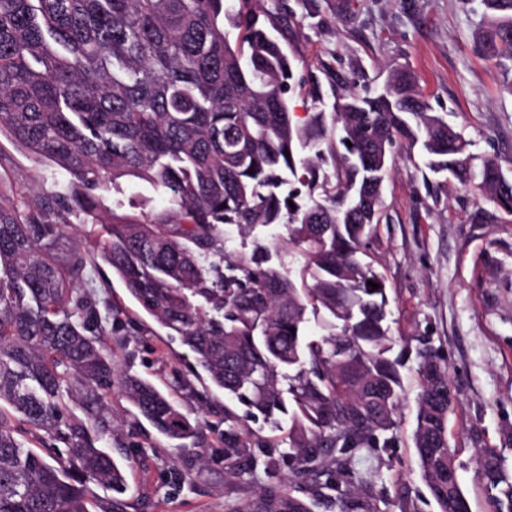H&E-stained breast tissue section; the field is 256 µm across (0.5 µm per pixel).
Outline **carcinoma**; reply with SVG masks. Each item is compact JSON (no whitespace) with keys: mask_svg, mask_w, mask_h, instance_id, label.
<instances>
[{"mask_svg":"<svg viewBox=\"0 0 512 512\" xmlns=\"http://www.w3.org/2000/svg\"><path fill=\"white\" fill-rule=\"evenodd\" d=\"M482 5L474 50L509 74L512 0ZM264 18L288 23L286 0H0V134L64 171L56 203L100 225L93 252L82 253L63 225L41 219V206L22 218L0 204V512L127 507L124 468L136 461L123 468L108 452L116 365L93 330L96 310L74 296L90 268L108 266L249 415L278 431L288 416L296 479L316 473L328 448L336 477L351 479L352 456L396 430L402 392L388 357L396 337L386 280L368 260L394 149L421 146L432 172L512 214L502 168L489 159L474 166L469 141L432 111L406 70L374 94L345 87L333 112L293 121L294 63ZM290 176L299 188L285 195ZM124 179L164 190L174 207L147 222L114 213L100 222L103 193H121ZM270 224L287 229L272 243L289 256L277 267L269 247L238 251L223 230L248 236ZM321 312L326 333L303 335ZM417 359L421 478L439 512H469L451 476L448 372L429 348ZM120 389L167 439L196 437L150 382L125 374ZM224 423L226 469L255 471L247 417L227 407ZM479 474L489 488L505 482L490 457ZM245 512L312 510L272 489ZM336 512L374 507L338 488Z\"/></svg>","mask_w":512,"mask_h":512,"instance_id":"carcinoma-1","label":"carcinoma"}]
</instances>
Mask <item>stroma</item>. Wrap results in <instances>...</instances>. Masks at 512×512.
I'll return each instance as SVG.
<instances>
[{"label":"stroma","instance_id":"stroma-1","mask_svg":"<svg viewBox=\"0 0 512 512\" xmlns=\"http://www.w3.org/2000/svg\"><path fill=\"white\" fill-rule=\"evenodd\" d=\"M297 22L288 52L300 59L301 85L288 93L297 121L331 112L335 76L356 77L375 91L391 71L414 74L433 111L471 143L476 157L495 160L512 178V90L504 75L472 50L481 0H288ZM64 175L35 165L0 138V204L46 198ZM387 218L373 251L389 288L394 348L404 365L397 409L398 439L388 448L358 453L352 469L364 480L378 512H438L421 478L412 433L419 377L416 352L431 348L448 371L455 395L448 442L471 512H497L494 491L478 478L482 456L493 454L512 477V215L457 181H444L420 151L394 153L385 184ZM101 316L116 314L101 341L119 374L148 380L169 394L196 425L181 448L138 415L113 389L112 456L136 457L127 473L126 512H228L283 486L296 467L285 434L250 421L255 475L230 473L224 464V411L245 404L223 392H205L189 351L131 301L107 266L80 281ZM183 375L185 385L175 383Z\"/></svg>","mask_w":512,"mask_h":512}]
</instances>
